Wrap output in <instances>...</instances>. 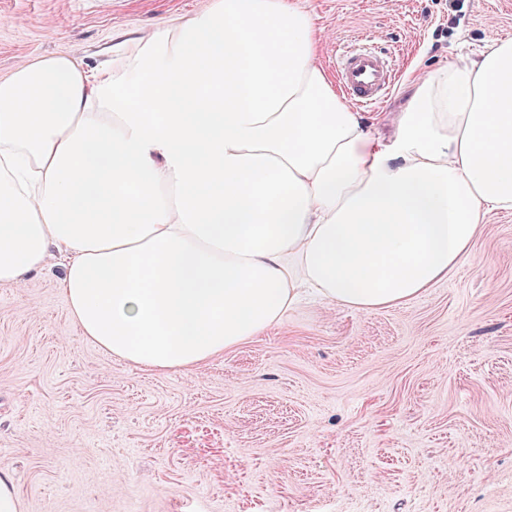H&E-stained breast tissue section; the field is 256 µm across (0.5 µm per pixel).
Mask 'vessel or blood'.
Returning a JSON list of instances; mask_svg holds the SVG:
<instances>
[{"label":"vessel or blood","mask_w":512,"mask_h":512,"mask_svg":"<svg viewBox=\"0 0 512 512\" xmlns=\"http://www.w3.org/2000/svg\"><path fill=\"white\" fill-rule=\"evenodd\" d=\"M336 79L355 102L375 105L393 87L396 76L387 56L369 48H352L336 61Z\"/></svg>","instance_id":"1"}]
</instances>
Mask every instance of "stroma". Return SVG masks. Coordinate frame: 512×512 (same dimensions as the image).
<instances>
[{"label": "stroma", "mask_w": 512, "mask_h": 512, "mask_svg": "<svg viewBox=\"0 0 512 512\" xmlns=\"http://www.w3.org/2000/svg\"><path fill=\"white\" fill-rule=\"evenodd\" d=\"M335 78L345 47L386 53L364 108L391 141L413 77L512 39V0H299ZM201 0H0V77L113 44ZM400 306L309 302L201 367L126 364L85 338L52 263L0 285V470L20 512H512V212Z\"/></svg>", "instance_id": "stroma-1"}]
</instances>
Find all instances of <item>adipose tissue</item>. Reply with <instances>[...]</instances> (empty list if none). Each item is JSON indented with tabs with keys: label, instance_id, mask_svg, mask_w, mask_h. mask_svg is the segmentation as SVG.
Returning <instances> with one entry per match:
<instances>
[{
	"label": "adipose tissue",
	"instance_id": "obj_1",
	"mask_svg": "<svg viewBox=\"0 0 512 512\" xmlns=\"http://www.w3.org/2000/svg\"><path fill=\"white\" fill-rule=\"evenodd\" d=\"M512 211V40L414 83L377 142L316 61L298 0H202L100 70L0 78V284L54 258L82 334L194 368L307 296L408 303Z\"/></svg>",
	"mask_w": 512,
	"mask_h": 512
}]
</instances>
